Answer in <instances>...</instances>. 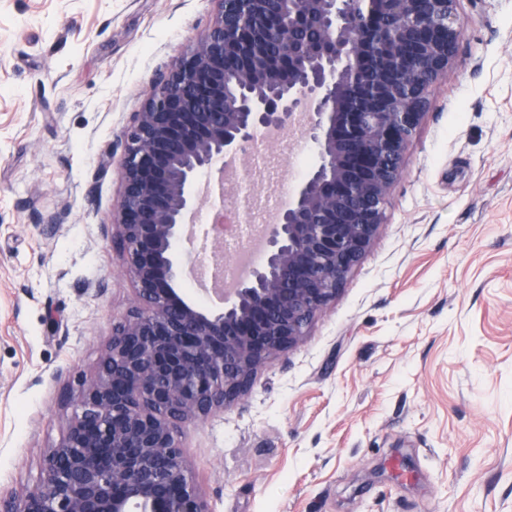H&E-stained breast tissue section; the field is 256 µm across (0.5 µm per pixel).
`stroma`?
<instances>
[{
    "mask_svg": "<svg viewBox=\"0 0 512 512\" xmlns=\"http://www.w3.org/2000/svg\"><path fill=\"white\" fill-rule=\"evenodd\" d=\"M459 9L458 54L335 303L178 437L211 512H512V0ZM216 12L0 0L2 494L41 485L134 305L104 231L120 135Z\"/></svg>",
    "mask_w": 512,
    "mask_h": 512,
    "instance_id": "obj_1",
    "label": "stroma"
}]
</instances>
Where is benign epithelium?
I'll return each instance as SVG.
<instances>
[{
	"mask_svg": "<svg viewBox=\"0 0 512 512\" xmlns=\"http://www.w3.org/2000/svg\"><path fill=\"white\" fill-rule=\"evenodd\" d=\"M216 2L213 25L123 132L112 243L135 306L45 456L43 484L0 495V512H210L178 434L247 395L336 301L465 27L458 0ZM297 124L318 161L263 226V262L216 307L185 300L176 282L199 253L178 245L199 176L260 131Z\"/></svg>",
	"mask_w": 512,
	"mask_h": 512,
	"instance_id": "7a95c632",
	"label": "benign epithelium"
}]
</instances>
